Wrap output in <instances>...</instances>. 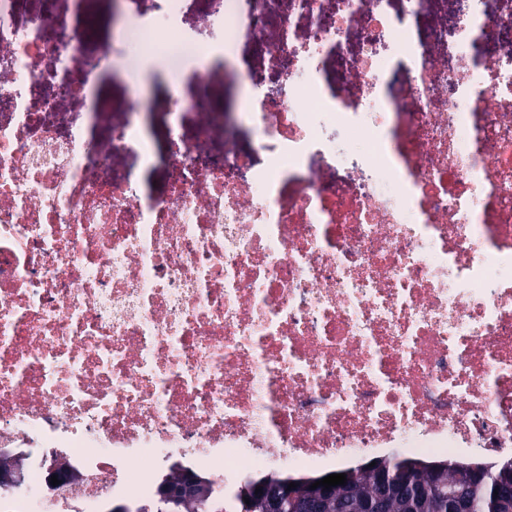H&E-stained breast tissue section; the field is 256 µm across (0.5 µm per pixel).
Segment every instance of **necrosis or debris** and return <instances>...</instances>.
I'll return each mask as SVG.
<instances>
[{"label":"necrosis or debris","instance_id":"1","mask_svg":"<svg viewBox=\"0 0 512 512\" xmlns=\"http://www.w3.org/2000/svg\"><path fill=\"white\" fill-rule=\"evenodd\" d=\"M164 2L119 50L180 58L202 119L153 194L112 165L152 164L147 103L94 152L60 110L86 93L92 14L50 41L52 14L0 0V447L24 459L0 497L100 512L173 458L220 490L391 448L511 453L512 5L422 28L391 0H247L204 17L224 31L204 49ZM244 27L263 67L229 112L211 62ZM242 122L256 144L206 152ZM56 464L73 480L51 491Z\"/></svg>","mask_w":512,"mask_h":512}]
</instances>
